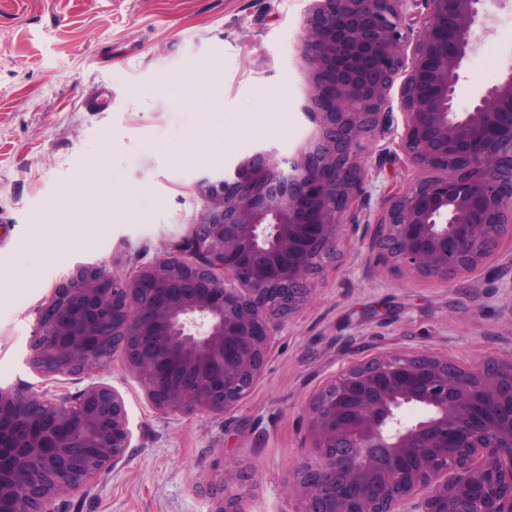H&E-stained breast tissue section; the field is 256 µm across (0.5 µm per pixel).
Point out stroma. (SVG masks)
<instances>
[{"label":"stroma","instance_id":"stroma-1","mask_svg":"<svg viewBox=\"0 0 512 512\" xmlns=\"http://www.w3.org/2000/svg\"><path fill=\"white\" fill-rule=\"evenodd\" d=\"M312 0H0V386L76 395L26 362L36 312L81 263L132 274L180 254L205 208L204 179L315 130L301 55ZM489 31L465 59L456 111L512 70V0H488ZM206 77L205 96L189 75ZM370 194L340 256L312 278L249 395L224 413H165L114 353L99 373L125 400L132 439L89 496L61 512H210L203 489L245 471L246 512H302L296 466L317 450L308 412L349 362L429 353L460 365L512 360V240L446 281L378 248L392 197L419 172L391 138L364 143Z\"/></svg>","mask_w":512,"mask_h":512}]
</instances>
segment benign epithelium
I'll return each mask as SVG.
<instances>
[{
  "mask_svg": "<svg viewBox=\"0 0 512 512\" xmlns=\"http://www.w3.org/2000/svg\"><path fill=\"white\" fill-rule=\"evenodd\" d=\"M313 0L302 56L316 134L282 161L260 150L203 184L191 257L162 255L123 278L81 264L37 312L27 363L44 377H92L121 348L156 409L224 413L250 392L281 321L336 257L341 220L366 205L357 159L386 134L396 80L398 150L435 172L393 197L382 246L406 269L445 280L512 239V70L454 109L461 65L482 34L484 0ZM419 406L412 424L401 410ZM318 454L292 488L303 512H512V361L461 367L392 354L351 363L310 407ZM131 430L121 393L89 383L71 399L0 388V512H59L122 461ZM229 467L208 486L211 512H245Z\"/></svg>",
  "mask_w": 512,
  "mask_h": 512,
  "instance_id": "obj_1",
  "label": "benign epithelium"
}]
</instances>
